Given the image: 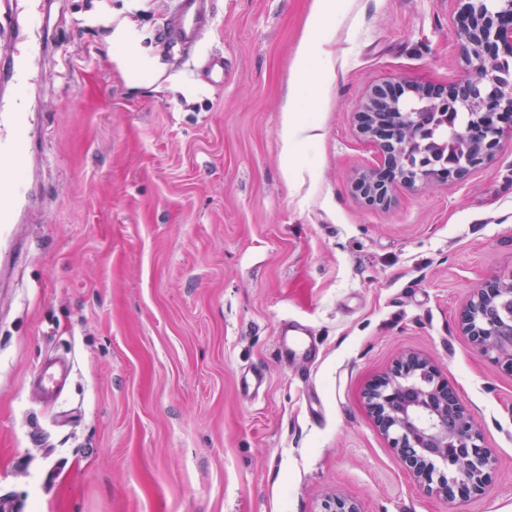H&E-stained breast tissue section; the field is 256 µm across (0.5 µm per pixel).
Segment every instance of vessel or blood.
I'll return each mask as SVG.
<instances>
[{
  "instance_id": "b4317fda",
  "label": "vessel or blood",
  "mask_w": 512,
  "mask_h": 512,
  "mask_svg": "<svg viewBox=\"0 0 512 512\" xmlns=\"http://www.w3.org/2000/svg\"><path fill=\"white\" fill-rule=\"evenodd\" d=\"M175 7L162 37L171 46L190 51L199 47L212 27L216 13L214 0H174ZM43 46L34 29L18 30L14 40L4 49L6 74L16 85H24L32 59ZM200 77L208 84L224 80L223 56H206ZM28 117L21 98L0 101V238L11 235L18 206L25 197L23 173L27 165Z\"/></svg>"
}]
</instances>
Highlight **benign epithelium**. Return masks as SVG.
Wrapping results in <instances>:
<instances>
[{"instance_id":"obj_1","label":"benign epithelium","mask_w":512,"mask_h":512,"mask_svg":"<svg viewBox=\"0 0 512 512\" xmlns=\"http://www.w3.org/2000/svg\"><path fill=\"white\" fill-rule=\"evenodd\" d=\"M456 2V43L465 64L458 82L384 83L366 91L357 131L376 143L383 162L361 174L355 190L371 207H388L399 186L460 182L512 138V0ZM453 106L483 119L465 129L459 157L426 164L412 116L446 121ZM459 324L483 357L512 374L511 278L493 277L476 289ZM367 405L390 448L427 490L451 501L492 480L491 454L475 419L428 358L404 355L371 384Z\"/></svg>"}]
</instances>
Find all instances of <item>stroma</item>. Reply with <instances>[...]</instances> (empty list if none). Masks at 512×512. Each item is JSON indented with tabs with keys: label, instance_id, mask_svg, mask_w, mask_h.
I'll return each instance as SVG.
<instances>
[{
	"label": "stroma",
	"instance_id": "stroma-1",
	"mask_svg": "<svg viewBox=\"0 0 512 512\" xmlns=\"http://www.w3.org/2000/svg\"><path fill=\"white\" fill-rule=\"evenodd\" d=\"M57 56L34 66L30 195L0 241V498L15 512H512V375L459 330L512 275V143L463 181L363 203L381 162L355 127L369 86L464 74L456 0H215L200 51L163 42L168 0H40ZM157 59L132 84L112 29ZM313 85L289 101L297 53ZM224 56V82L197 75ZM316 125L282 153L287 110ZM306 329L309 363L277 354ZM414 352L494 460L446 501L407 472L366 404ZM67 368L56 403L36 369Z\"/></svg>",
	"mask_w": 512,
	"mask_h": 512
}]
</instances>
